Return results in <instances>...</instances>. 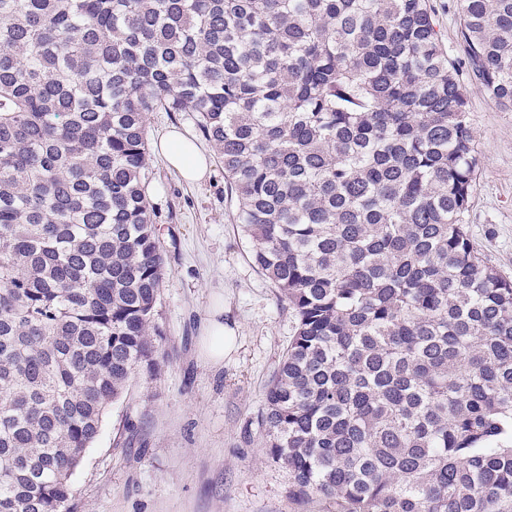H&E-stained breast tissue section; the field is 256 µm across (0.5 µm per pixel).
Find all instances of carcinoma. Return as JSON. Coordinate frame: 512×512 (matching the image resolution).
Here are the masks:
<instances>
[{
    "label": "carcinoma",
    "mask_w": 512,
    "mask_h": 512,
    "mask_svg": "<svg viewBox=\"0 0 512 512\" xmlns=\"http://www.w3.org/2000/svg\"><path fill=\"white\" fill-rule=\"evenodd\" d=\"M0 0V512H76L159 364L151 112H195L294 334L257 416L327 512H512V279L466 227L465 80L512 110V0ZM434 7V20L443 45L452 57H463V50L457 38L459 17L453 3L455 0H430Z\"/></svg>",
    "instance_id": "carcinoma-1"
}]
</instances>
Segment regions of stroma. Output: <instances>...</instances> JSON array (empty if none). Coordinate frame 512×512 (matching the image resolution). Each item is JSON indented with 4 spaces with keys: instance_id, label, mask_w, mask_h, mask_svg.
Instances as JSON below:
<instances>
[{
    "instance_id": "1",
    "label": "stroma",
    "mask_w": 512,
    "mask_h": 512,
    "mask_svg": "<svg viewBox=\"0 0 512 512\" xmlns=\"http://www.w3.org/2000/svg\"><path fill=\"white\" fill-rule=\"evenodd\" d=\"M480 159L468 230L482 257L512 278V111L466 85ZM151 141L178 130L210 159L191 183L152 152L147 170L160 239L168 251L158 305L159 365L140 372L111 405L73 476L78 512H324L300 500L292 478L262 445L257 415L293 334V318L251 259L236 201L194 113L154 112ZM237 343L208 362L216 308Z\"/></svg>"
}]
</instances>
